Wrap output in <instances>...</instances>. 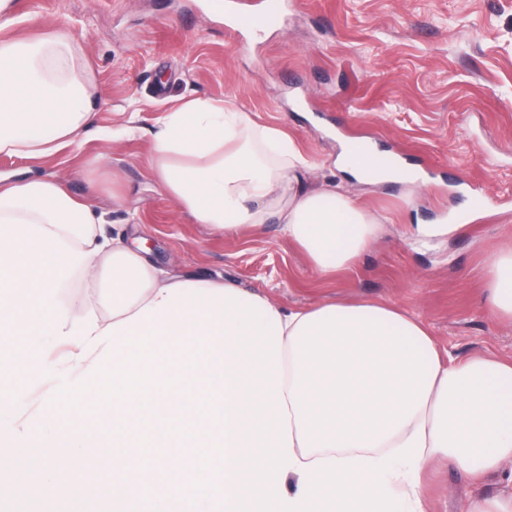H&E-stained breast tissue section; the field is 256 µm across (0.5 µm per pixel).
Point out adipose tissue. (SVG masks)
<instances>
[{"label": "adipose tissue", "instance_id": "adipose-tissue-1", "mask_svg": "<svg viewBox=\"0 0 512 512\" xmlns=\"http://www.w3.org/2000/svg\"><path fill=\"white\" fill-rule=\"evenodd\" d=\"M15 22L14 0H0V154L37 159L88 123L95 91L69 36L2 37ZM147 164L195 223L233 236L276 220L325 279L378 238V220L341 191L301 187L311 164L290 137L221 101L168 112ZM336 166L364 183L419 179L375 149ZM104 222L61 179L0 184L1 465L40 447L46 478L106 488L101 512H429L431 463L474 481L512 465V360L441 359L424 322L387 303L285 309L230 283L162 277ZM99 267L111 322L68 326L62 291ZM484 279L489 313L512 319V251ZM44 336L76 338L67 392L97 404L77 420L32 416L20 432L14 376L43 380ZM190 445L220 454L195 471L180 460Z\"/></svg>", "mask_w": 512, "mask_h": 512}]
</instances>
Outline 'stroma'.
<instances>
[{"label": "stroma", "instance_id": "obj_1", "mask_svg": "<svg viewBox=\"0 0 512 512\" xmlns=\"http://www.w3.org/2000/svg\"><path fill=\"white\" fill-rule=\"evenodd\" d=\"M15 14L5 37L73 33L99 105L70 147L36 162L0 155L1 178L63 179L106 212L107 232L144 238L169 275L221 278L286 308L389 302L425 322L441 356L512 357V323L484 305L485 269L512 249V0H259L233 21L214 0H15ZM191 98L230 101L280 128L315 165L304 188L334 184L382 218L354 270L318 277L279 224L228 238L177 210L146 157L157 121ZM124 125L137 134L111 142ZM341 135L394 153L422 182L347 177L334 165ZM452 214L462 230L417 235ZM64 312L71 324L111 321L112 291L77 276ZM511 487L501 472L477 484L443 465L422 476L433 512ZM0 512L95 506L66 486L22 493L15 471L0 470Z\"/></svg>", "mask_w": 512, "mask_h": 512}]
</instances>
